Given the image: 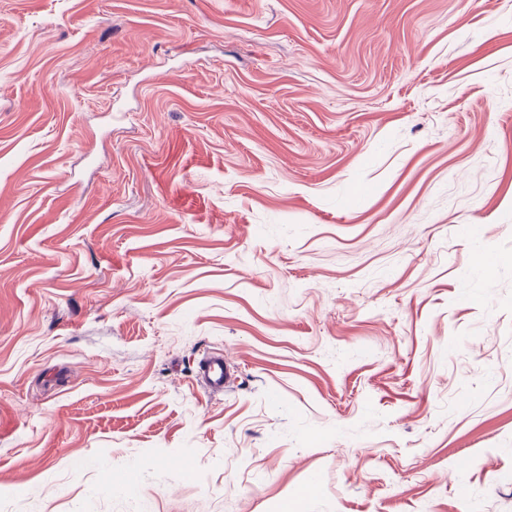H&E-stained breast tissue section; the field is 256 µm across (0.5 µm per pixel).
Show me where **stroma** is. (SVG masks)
Here are the masks:
<instances>
[{
  "label": "stroma",
  "mask_w": 512,
  "mask_h": 512,
  "mask_svg": "<svg viewBox=\"0 0 512 512\" xmlns=\"http://www.w3.org/2000/svg\"><path fill=\"white\" fill-rule=\"evenodd\" d=\"M289 503L512 512V0H0V512ZM197 378L211 393H223L235 380L221 350L204 353L197 365Z\"/></svg>",
  "instance_id": "35a3bbf8"
}]
</instances>
